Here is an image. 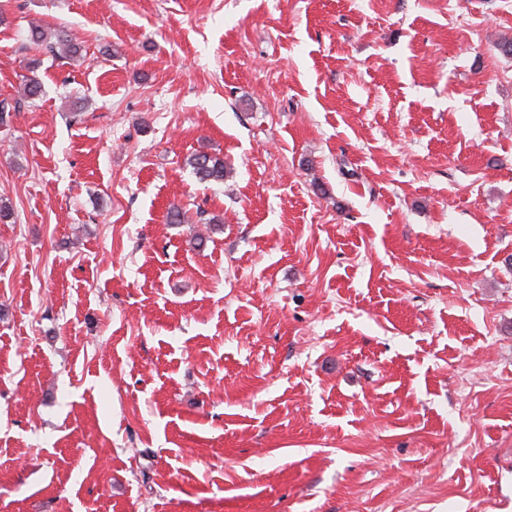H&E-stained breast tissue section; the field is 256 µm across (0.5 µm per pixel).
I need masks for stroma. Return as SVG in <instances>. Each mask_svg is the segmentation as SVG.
Wrapping results in <instances>:
<instances>
[{
  "mask_svg": "<svg viewBox=\"0 0 512 512\" xmlns=\"http://www.w3.org/2000/svg\"><path fill=\"white\" fill-rule=\"evenodd\" d=\"M509 41L506 0H0V512H512ZM186 164L192 173L202 183H223L227 170L224 167V159L207 152L191 155Z\"/></svg>",
  "mask_w": 512,
  "mask_h": 512,
  "instance_id": "1",
  "label": "stroma"
}]
</instances>
